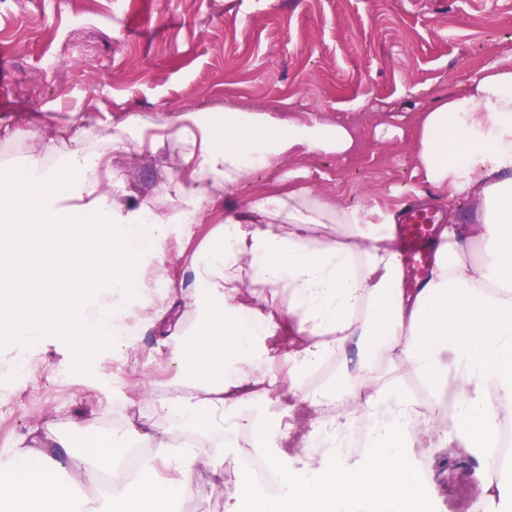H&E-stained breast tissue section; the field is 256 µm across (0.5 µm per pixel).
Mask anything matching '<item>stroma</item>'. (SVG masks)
<instances>
[{"mask_svg":"<svg viewBox=\"0 0 512 512\" xmlns=\"http://www.w3.org/2000/svg\"><path fill=\"white\" fill-rule=\"evenodd\" d=\"M0 166L19 168L38 148L33 128L81 115L86 126L138 113L162 121L185 109L218 113L225 106L274 108L290 116L317 111L354 128L358 146L346 159L310 154L251 175L228 198L237 206L277 178L298 182L349 204L395 206L409 201L445 216L414 173V121L438 93H454L470 72L512 55V0H0ZM393 126L394 135L377 133ZM176 136L112 165L134 201L181 170ZM204 224H176L162 258L179 282L182 256L201 244ZM72 349L53 333L17 350L0 336V456L51 429L75 447L110 437L115 402H124L121 434L149 428L180 444L182 429L153 412L152 399L179 388L159 329L137 337L123 358L99 354L94 371L72 368ZM288 393L273 390L224 416L233 435L225 448L224 484L194 473L181 512H224L225 491L247 483L241 459L269 448L289 471L296 450L280 428L299 422ZM263 424L241 439L243 419ZM419 485L446 512H473L488 461L466 451L412 449Z\"/></svg>","mask_w":512,"mask_h":512,"instance_id":"1","label":"stroma"}]
</instances>
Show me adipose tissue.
I'll use <instances>...</instances> for the list:
<instances>
[{
	"label": "adipose tissue",
	"mask_w": 512,
	"mask_h": 512,
	"mask_svg": "<svg viewBox=\"0 0 512 512\" xmlns=\"http://www.w3.org/2000/svg\"><path fill=\"white\" fill-rule=\"evenodd\" d=\"M182 173L157 197L130 199L112 167L140 152L137 131L150 122L132 114L105 131L92 151L82 127L43 128L24 170H0V330L23 347L52 331L74 351L72 364L93 367L101 350L124 356L148 327L171 331L169 365L185 393L161 401L195 439L174 450L158 440L126 480L102 484L127 444L76 450L48 431L0 459V512H178L193 474L224 457V414L275 384L264 365L279 321L241 300L266 288L283 299L309 341L285 353L288 391L315 418L301 442L303 475L271 463L287 496L252 482L235 487L224 512H417L422 495L409 450L457 446L488 458L503 414L512 413V64L475 70L460 90L434 98L417 119L415 170L436 198L471 201L479 219L439 230L435 261L423 288L401 286L398 210L347 205L305 185L276 180L233 215L227 192L252 173L272 171L291 155L339 158L355 147L351 127L318 116L284 118L269 110L228 108L223 122L185 111L174 115ZM63 162L44 165L58 141ZM215 222L175 296L138 302L149 254L164 253L175 224ZM332 224L335 236L316 234ZM484 245L469 260L473 243ZM329 360L368 397L362 412L330 417L323 393L307 378ZM408 369L434 383L452 382L451 415L437 423L387 379ZM369 426L375 453L361 462L342 453L356 421Z\"/></svg>",
	"instance_id": "adipose-tissue-1"
}]
</instances>
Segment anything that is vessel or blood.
I'll return each mask as SVG.
<instances>
[{
  "label": "vessel or blood",
  "mask_w": 512,
  "mask_h": 512,
  "mask_svg": "<svg viewBox=\"0 0 512 512\" xmlns=\"http://www.w3.org/2000/svg\"><path fill=\"white\" fill-rule=\"evenodd\" d=\"M397 232L403 246L404 284L419 287L426 267L434 260V215L428 209L408 204Z\"/></svg>",
  "instance_id": "obj_1"
}]
</instances>
